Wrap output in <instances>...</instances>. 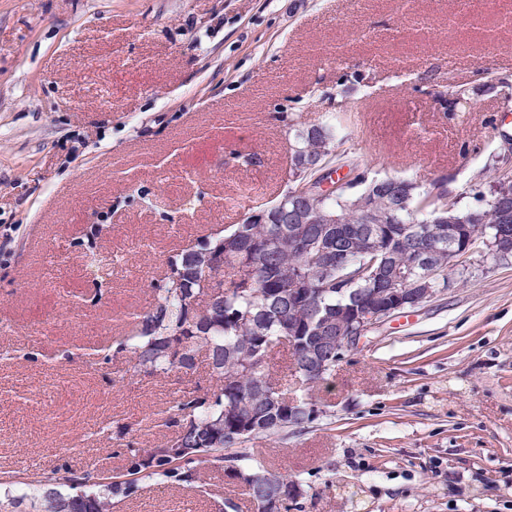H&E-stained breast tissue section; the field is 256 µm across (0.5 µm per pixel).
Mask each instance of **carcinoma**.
I'll use <instances>...</instances> for the list:
<instances>
[{
    "label": "carcinoma",
    "mask_w": 512,
    "mask_h": 512,
    "mask_svg": "<svg viewBox=\"0 0 512 512\" xmlns=\"http://www.w3.org/2000/svg\"><path fill=\"white\" fill-rule=\"evenodd\" d=\"M350 112L341 99L317 124L300 128L293 117L282 116L292 132L287 193L170 257L169 271L153 288V305L134 315L128 331L114 338L112 355L102 357L105 364L117 355L132 363L133 373L115 376V384L130 375H186L206 362L208 385L179 390L163 418L169 434L145 446L133 436L132 423L114 419L100 431L112 433L124 461L121 472L4 471L0 512H115L138 497L147 479L202 488L206 468L240 484L255 512L274 493L282 497V512H290L302 495L300 484L265 469L245 445L259 438L286 440L288 430L316 419L314 408L325 413L315 390L336 368V341L323 337L348 330L347 311L380 290L381 274H404L406 287H419L420 252L439 271L426 287H447L459 256L448 257V243L430 234L446 209L473 225L472 250L486 248L499 234L512 237L511 173L494 168L489 191L477 193L474 207L459 205L441 179L424 185L405 176L371 178L344 148ZM345 167L348 172L339 174ZM323 171L333 177L335 190L298 193ZM361 199L385 217L366 233L350 229L363 223ZM302 206L313 221L307 247L298 249L286 219ZM338 248L352 264L351 280L324 260ZM283 350L290 354V389L273 373L274 357Z\"/></svg>",
    "instance_id": "obj_1"
}]
</instances>
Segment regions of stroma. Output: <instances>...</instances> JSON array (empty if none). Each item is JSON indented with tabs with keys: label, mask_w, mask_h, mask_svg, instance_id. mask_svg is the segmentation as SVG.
Segmentation results:
<instances>
[{
	"label": "stroma",
	"mask_w": 512,
	"mask_h": 512,
	"mask_svg": "<svg viewBox=\"0 0 512 512\" xmlns=\"http://www.w3.org/2000/svg\"><path fill=\"white\" fill-rule=\"evenodd\" d=\"M512 0H0V470L115 469L100 418L155 421L176 381L111 380L95 349L146 309L170 255L288 176L283 112L345 99L370 175L442 178L474 205L512 169ZM456 83L446 112L427 87ZM111 258L91 272V255ZM425 307L373 330L318 397L327 417L252 441L297 477L292 512H512V261L477 251ZM147 481L119 512H214L246 494Z\"/></svg>",
	"instance_id": "stroma-1"
}]
</instances>
